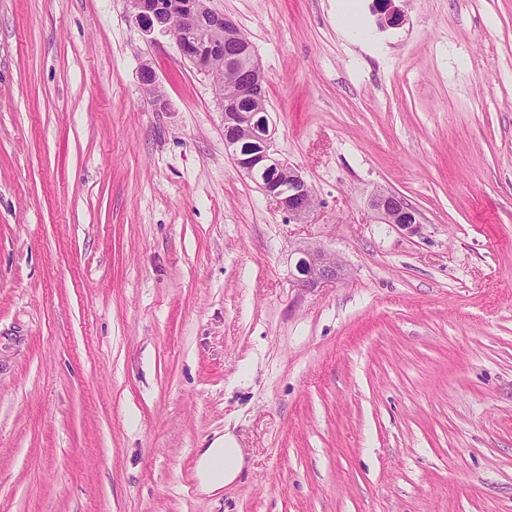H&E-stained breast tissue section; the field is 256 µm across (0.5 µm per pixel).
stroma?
<instances>
[{
	"label": "stroma",
	"instance_id": "stroma-1",
	"mask_svg": "<svg viewBox=\"0 0 512 512\" xmlns=\"http://www.w3.org/2000/svg\"><path fill=\"white\" fill-rule=\"evenodd\" d=\"M375 3L366 46L336 0L211 2L313 189L295 223L124 0H0V512H512V0ZM302 248L343 278L299 287ZM226 431L248 464L208 494ZM370 207L383 224H393L409 234H416L421 228L419 212L396 193H374L370 199Z\"/></svg>",
	"mask_w": 512,
	"mask_h": 512
}]
</instances>
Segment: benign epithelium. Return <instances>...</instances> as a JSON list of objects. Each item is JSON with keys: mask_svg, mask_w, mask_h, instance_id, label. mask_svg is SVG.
Masks as SVG:
<instances>
[{"mask_svg": "<svg viewBox=\"0 0 512 512\" xmlns=\"http://www.w3.org/2000/svg\"><path fill=\"white\" fill-rule=\"evenodd\" d=\"M126 7L145 34L160 31L170 35L183 59L197 71L208 74L214 58L224 59L225 69L235 74L229 87L222 80L215 83L224 106L225 148L239 172L249 178H255L260 169L269 172L260 189L288 218L301 222L309 216L315 205L313 189L296 168L275 156L263 72L255 57L248 67L241 66L240 54L235 52L239 45L237 22L214 10L210 0H126ZM141 79L151 102L164 109V97L150 66L142 67ZM370 207L383 224L410 234L421 228L419 212L396 193H374ZM342 275L343 266L336 256L321 249L300 251L295 263L294 279L303 288H318Z\"/></svg>", "mask_w": 512, "mask_h": 512, "instance_id": "1", "label": "benign epithelium"}]
</instances>
